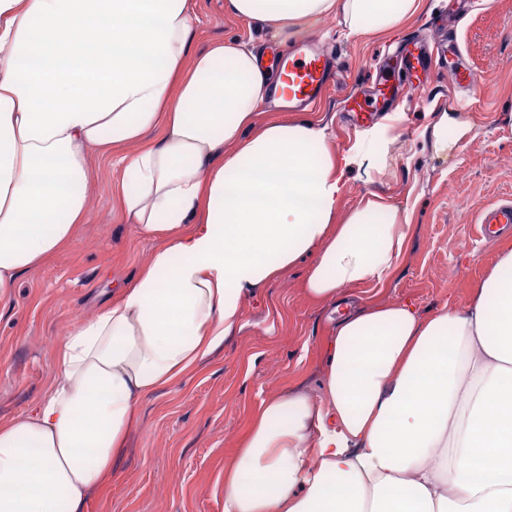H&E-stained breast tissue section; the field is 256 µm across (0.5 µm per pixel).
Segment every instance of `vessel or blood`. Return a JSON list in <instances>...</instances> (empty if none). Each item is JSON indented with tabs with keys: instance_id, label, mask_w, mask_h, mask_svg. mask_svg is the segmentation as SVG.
Returning <instances> with one entry per match:
<instances>
[{
	"instance_id": "vessel-or-blood-1",
	"label": "vessel or blood",
	"mask_w": 512,
	"mask_h": 512,
	"mask_svg": "<svg viewBox=\"0 0 512 512\" xmlns=\"http://www.w3.org/2000/svg\"><path fill=\"white\" fill-rule=\"evenodd\" d=\"M337 73L335 63L313 45L299 44L280 60L281 85L277 93L287 100L289 109L305 110L321 99ZM476 222L488 240L506 231L512 233V205L484 207L477 213Z\"/></svg>"
}]
</instances>
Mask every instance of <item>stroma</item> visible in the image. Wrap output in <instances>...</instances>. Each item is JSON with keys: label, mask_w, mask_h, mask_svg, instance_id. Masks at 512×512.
Returning <instances> with one entry per match:
<instances>
[{"label": "stroma", "mask_w": 512, "mask_h": 512, "mask_svg": "<svg viewBox=\"0 0 512 512\" xmlns=\"http://www.w3.org/2000/svg\"><path fill=\"white\" fill-rule=\"evenodd\" d=\"M425 0L423 12L399 30L348 35L338 18L314 24L307 39L332 54L339 76L303 119L325 124L337 149L357 132L396 118L394 160L371 182L352 181L344 208L371 192L412 212L408 253L392 278L349 289L352 304L412 301L429 315L445 303L464 306L497 258L501 243L478 238L475 214L512 198V0ZM199 45L236 37L257 40L245 22L224 14V0H197ZM446 35L463 73L440 68L425 89L407 71L400 47L419 36ZM364 101L370 116L358 119ZM468 123L474 141L438 151L428 127L438 112ZM88 218L71 246L21 276L0 299V420L31 409L53 379L55 347L79 321L132 284L159 239L125 223L109 185L107 160L94 161ZM304 266L244 304L242 328L196 371L153 393L116 464L118 476L95 492L85 512H224V466L251 413L268 395L300 386L320 396V346L329 309L301 290Z\"/></svg>", "instance_id": "1"}]
</instances>
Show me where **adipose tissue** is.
<instances>
[{
	"mask_svg": "<svg viewBox=\"0 0 512 512\" xmlns=\"http://www.w3.org/2000/svg\"><path fill=\"white\" fill-rule=\"evenodd\" d=\"M422 0H224L270 38L326 16L394 31ZM194 0H0V298L74 241L92 157L120 156L119 209L162 236L136 282L59 340L33 411L0 421V512H84L140 401L242 327L247 295L305 265L322 305L384 283L413 233L350 174L385 168L390 125L336 151L266 117L279 79L241 41L196 44ZM320 399L261 401L224 468V512H512V244L465 307L375 302L332 326Z\"/></svg>",
	"mask_w": 512,
	"mask_h": 512,
	"instance_id": "ef3b65f1",
	"label": "adipose tissue"
}]
</instances>
